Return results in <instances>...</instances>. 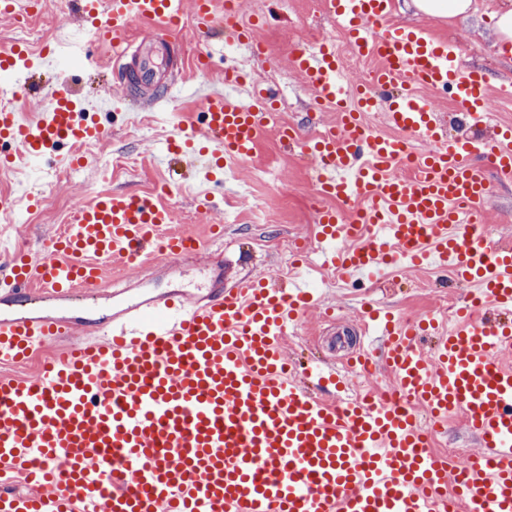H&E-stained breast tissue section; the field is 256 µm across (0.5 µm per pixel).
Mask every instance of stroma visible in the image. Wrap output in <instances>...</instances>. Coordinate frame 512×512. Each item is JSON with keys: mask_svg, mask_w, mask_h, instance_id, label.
Returning a JSON list of instances; mask_svg holds the SVG:
<instances>
[{"mask_svg": "<svg viewBox=\"0 0 512 512\" xmlns=\"http://www.w3.org/2000/svg\"><path fill=\"white\" fill-rule=\"evenodd\" d=\"M244 16H262L275 11L276 17L259 30L263 43L262 54L253 56L243 48L226 41L224 35L212 33L200 41L190 30H182L184 49L194 56L202 51H212L213 66L208 72L187 71L176 104L155 112H124L102 116L109 127L108 141L97 143L87 153V165L72 171L67 179L53 183L50 191L55 197L51 210L35 209L22 212L17 223L0 227V251L24 246L31 258H38L46 239L63 232L75 205L97 195L104 188L102 171L115 158L126 156L135 159L134 168L112 177L109 186L133 193H145L153 184L164 181L180 183L188 175L179 164L157 168L152 156L166 139L169 131L178 124H188L195 119L194 89L206 81L220 87L224 84L222 67L225 53H234L248 81L259 82L279 91V104L284 107L288 122L305 125L307 131L321 129L324 116L314 115L312 94L307 90L290 59L292 54L311 46L313 38H331L336 25L326 14L324 0H240ZM499 0H478L481 22L462 23L437 17H425L408 7L405 0H395L394 20L405 26L418 25L428 34L447 40L454 46L462 66L479 69L497 92L491 102L490 126L512 125V96L500 94L502 84L512 82V57H500L492 50L498 35L490 21V14L498 7ZM271 177L281 196L282 221L255 228L250 224H228L223 211L200 212L188 195H174L178 221L171 224V231L191 233L205 241V252L214 263L223 265L225 281H232L245 273L240 256L252 257L254 270L273 272L287 267L289 255L298 242L312 243L313 222L310 210L315 196L311 171L306 160L286 150L277 135L270 134L262 140L255 158L238 166L226 176L224 197L233 202L238 212H245L252 186L263 177ZM487 233L494 238H512V182L492 181L491 195L483 215ZM222 225L221 235H210L207 225ZM150 286L158 292L168 293L180 289L208 293V281L201 274L193 258L183 259L178 272L163 267L146 271ZM309 286L318 289L327 303L336 307L338 329H346L348 320L358 318L365 302L375 299L401 318L436 313V299L444 291L465 295L466 286L446 281L444 273L413 269L406 273L390 274L382 284L369 288H328L324 282L328 274L324 269L305 273ZM307 332L301 336L289 335L285 347L301 364L331 361L328 336L322 335L323 323L319 311L306 316Z\"/></svg>", "mask_w": 512, "mask_h": 512, "instance_id": "35a3bbf8", "label": "stroma"}]
</instances>
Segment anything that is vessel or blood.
<instances>
[{
    "mask_svg": "<svg viewBox=\"0 0 512 512\" xmlns=\"http://www.w3.org/2000/svg\"><path fill=\"white\" fill-rule=\"evenodd\" d=\"M81 23L77 52L107 48L103 63L135 74L127 104L148 109L174 99L179 78L161 80L155 48L180 46L176 24L194 35L224 31L259 50L258 23L238 0H69ZM351 46L379 65L349 102L333 42L298 50L293 67L317 110L334 114L324 137L292 128L284 147L311 164L317 196L358 199V222L321 206L314 215L323 266L349 279H375L406 253L409 267L452 270L478 285L452 322H400L365 309L359 336L381 329L336 367L298 372L283 338L323 304L302 278L247 272L225 284L207 263L211 291L147 298L112 291V318L98 331L66 319L76 293L107 289L114 269H176L198 256L193 235L174 223L167 194L113 190L79 203L64 232L37 260L0 256V363L55 347L40 373L0 375V472L27 491L0 489V512H512V245L493 246L482 223L492 179L512 181V129L483 133L491 93L484 74L461 66L446 41L418 27L376 34L394 0H326ZM452 92L467 134L448 142L446 115L416 88ZM37 89L40 108L21 117L11 100ZM270 88L249 105L224 93L199 97L197 123L176 128L160 157L180 158L205 183L197 201L211 212L224 196L216 161H249L271 128ZM101 99L75 98L65 81L34 87L29 72L0 86V163L22 154L50 164L60 148L82 167L84 142L106 131L88 121ZM364 111L382 113L399 137L367 131ZM429 147L416 175L394 168L409 154L406 134ZM386 367L395 396L349 391L351 375ZM462 418L474 447L463 467L430 446L435 430L416 412Z\"/></svg>",
    "mask_w": 512,
    "mask_h": 512,
    "instance_id": "vessel-or-blood-1",
    "label": "vessel or blood"
}]
</instances>
